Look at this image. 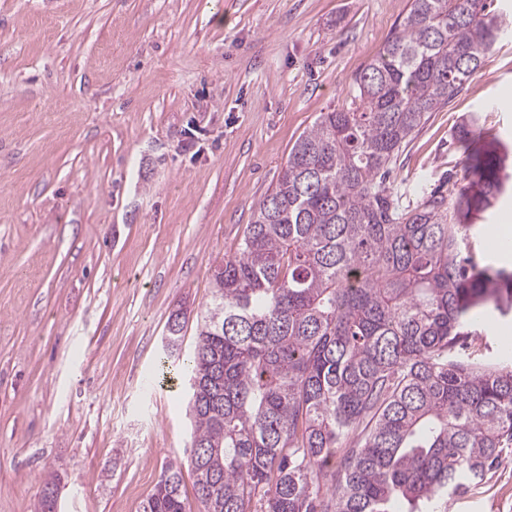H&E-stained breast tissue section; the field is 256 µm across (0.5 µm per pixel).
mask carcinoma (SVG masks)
I'll use <instances>...</instances> for the list:
<instances>
[{
	"instance_id": "carcinoma-1",
	"label": "carcinoma",
	"mask_w": 512,
	"mask_h": 512,
	"mask_svg": "<svg viewBox=\"0 0 512 512\" xmlns=\"http://www.w3.org/2000/svg\"><path fill=\"white\" fill-rule=\"evenodd\" d=\"M486 0H411L353 80L288 154L237 252L211 274L188 376L194 501L168 463L141 512H448L512 453V359L477 326L512 312V268L473 257L475 214L512 195L499 142L469 155L457 191L414 204L391 167L504 30ZM479 127L460 124L464 143ZM60 479L38 512H57Z\"/></svg>"
}]
</instances>
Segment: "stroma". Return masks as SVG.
<instances>
[{"mask_svg": "<svg viewBox=\"0 0 512 512\" xmlns=\"http://www.w3.org/2000/svg\"><path fill=\"white\" fill-rule=\"evenodd\" d=\"M409 0H0V512H140L166 461L187 468L185 388L157 364L183 351L298 139L351 108L352 80ZM470 144L454 142L470 115ZM512 170V25L392 174L402 199L456 191L486 134ZM477 217L475 256L512 264ZM448 512H512L496 469ZM59 487L60 479L57 476L43 483L38 501L39 512H57Z\"/></svg>", "mask_w": 512, "mask_h": 512, "instance_id": "1", "label": "stroma"}]
</instances>
